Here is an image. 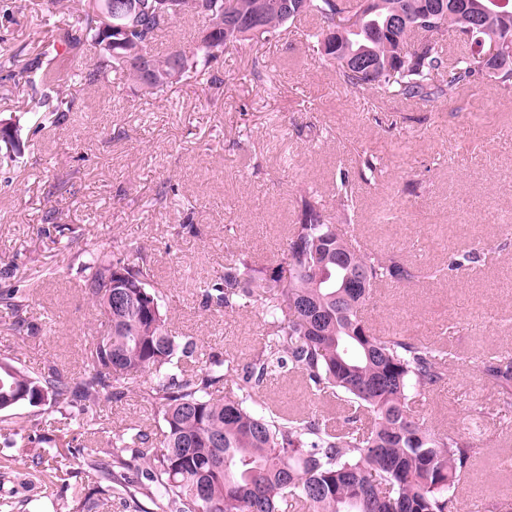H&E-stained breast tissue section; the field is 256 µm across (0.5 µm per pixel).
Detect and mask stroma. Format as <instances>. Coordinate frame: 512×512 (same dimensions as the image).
<instances>
[{
    "instance_id": "35a3bbf8",
    "label": "stroma",
    "mask_w": 512,
    "mask_h": 512,
    "mask_svg": "<svg viewBox=\"0 0 512 512\" xmlns=\"http://www.w3.org/2000/svg\"><path fill=\"white\" fill-rule=\"evenodd\" d=\"M47 10V0H0V50L33 51L46 35ZM254 50L279 72L277 88L247 82L249 57L229 52L218 98L184 86L152 103L113 75L99 87H70L75 106L67 121L29 133L24 158L0 169V289L36 265L53 267L54 276L33 289L31 335L0 328V358L34 370L53 365L70 377L87 362L101 316L81 290L58 225L45 221L53 207L79 242L144 245L176 335L197 342L191 367L212 352L245 361L267 334L262 310L201 307L202 289L228 254L225 225H236L240 246L256 260L275 259L301 194L313 189L333 207L340 171L353 170L367 152L385 174L377 188L357 191L353 240L431 267L476 248L487 253L449 278L377 288L363 314L379 331L457 352L447 384L416 415L435 429L476 432L483 442L462 512L512 501V394L499 393L480 368L512 354V147L505 144L512 94L482 82L451 103L377 100L340 85L301 33ZM166 185L174 194L163 208L151 207ZM178 224L200 233L175 236ZM267 394L291 409L333 412L285 374L268 381ZM474 408L502 417L477 430ZM89 483L70 461L51 499L41 498L40 486L16 483L1 484L0 499L27 501L30 512H70Z\"/></svg>"
}]
</instances>
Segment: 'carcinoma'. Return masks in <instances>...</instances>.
Segmentation results:
<instances>
[{
	"label": "carcinoma",
	"mask_w": 512,
	"mask_h": 512,
	"mask_svg": "<svg viewBox=\"0 0 512 512\" xmlns=\"http://www.w3.org/2000/svg\"><path fill=\"white\" fill-rule=\"evenodd\" d=\"M255 2L169 0L164 16L158 0H137L115 33L97 2L85 4L75 24L52 22L50 11L43 19L48 39L11 78L33 90L27 113L44 128L60 126L71 112L67 86H97L113 73L137 81L130 48L157 73L141 87L144 97L158 99L183 86L217 95L224 52L246 54L253 40L270 43L312 15L324 27L306 41L354 91L452 102L484 80L512 90V3L484 16L482 36L502 48L488 60L465 44L454 56L446 51L447 39L464 32L488 0H271L264 31L228 26L230 13L248 14ZM400 14L406 20L391 25ZM185 16L202 18L204 28L189 44L155 53L159 32ZM415 31L423 37L412 42ZM250 76L269 87L279 82L277 71L258 59ZM382 174L381 162L362 154L356 172L336 181L333 214L315 196H301L276 261L258 266L247 252L233 251L224 271L207 283L203 308L234 313L259 305L268 318L267 340L244 363L212 356L192 373L184 369L196 342L169 329L167 295L156 286L142 246L120 255L93 242L73 253L84 293L100 310V330L76 378L0 359L4 444L11 447L30 432L48 444L24 471L9 459L0 463V484L36 479L48 498L63 462L72 459L94 479L101 507H111L117 494L126 512H460L458 488L473 479L481 445L469 434L432 430L412 414L415 402L448 380L456 355L409 336H378L361 309L382 284L445 277L486 253L418 268L349 243L343 227L354 223V183L375 186ZM31 303L27 287L0 289V309L13 331L35 330ZM482 371L503 392L512 389L511 358L488 360ZM282 373L335 403L338 417L258 401L264 383ZM132 391L154 410L157 432L108 426L97 415L102 402ZM21 405L36 408L27 426L16 419ZM60 423L77 426L88 444H54Z\"/></svg>",
	"instance_id": "carcinoma-1"
}]
</instances>
